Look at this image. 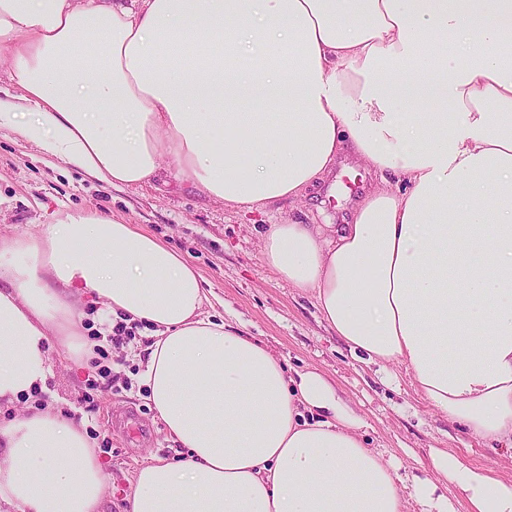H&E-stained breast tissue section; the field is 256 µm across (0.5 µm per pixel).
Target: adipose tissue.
<instances>
[{
	"mask_svg": "<svg viewBox=\"0 0 512 512\" xmlns=\"http://www.w3.org/2000/svg\"><path fill=\"white\" fill-rule=\"evenodd\" d=\"M18 94L0 130L111 186L164 160L215 201L294 199L342 152L405 174L345 224H274L268 264L313 292L366 363H397L474 437L512 450V0H0ZM153 326L142 376L187 451L134 474L125 512H406L395 466L319 372L289 376L204 316L201 276L95 211L0 234V400L45 386L49 352L94 356L79 297ZM82 424L48 403L0 424V504L99 512ZM413 476L421 512H512V477L444 449Z\"/></svg>",
	"mask_w": 512,
	"mask_h": 512,
	"instance_id": "adipose-tissue-1",
	"label": "adipose tissue"
}]
</instances>
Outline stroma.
<instances>
[{
	"label": "stroma",
	"instance_id": "1",
	"mask_svg": "<svg viewBox=\"0 0 512 512\" xmlns=\"http://www.w3.org/2000/svg\"><path fill=\"white\" fill-rule=\"evenodd\" d=\"M382 180L395 192L410 187L405 176L379 178L345 154L332 174L301 198L250 210L204 197L178 179L169 161L149 183L111 188L1 130L0 234L38 232L65 210L124 218L169 244L197 269L212 293L210 316L261 341L285 368L328 377L363 420L367 443L391 459L400 477L429 476L434 448L511 477V454L486 446L438 414L416 394L404 367L381 369L351 353L323 322L314 298L288 286L264 257L270 225L344 223L353 204ZM151 333V326L141 323L123 345L104 342L111 373L93 391L87 388V370L67 362L60 352L50 354L48 395L83 422L105 466L108 490L102 512H120L135 472L150 459L181 453L139 380Z\"/></svg>",
	"mask_w": 512,
	"mask_h": 512
}]
</instances>
